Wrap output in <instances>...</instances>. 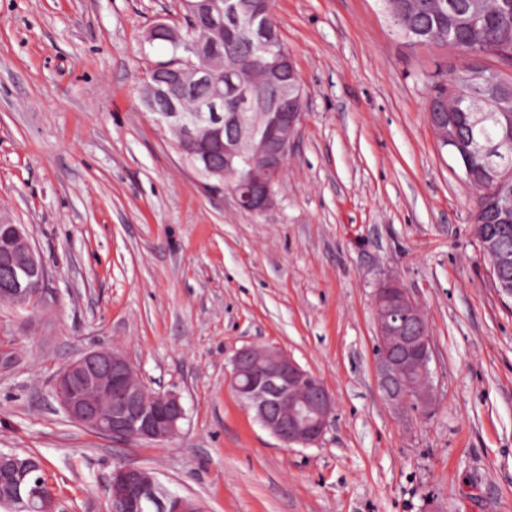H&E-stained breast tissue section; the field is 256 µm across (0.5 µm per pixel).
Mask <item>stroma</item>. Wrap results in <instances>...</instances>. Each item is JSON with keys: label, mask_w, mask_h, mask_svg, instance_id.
Here are the masks:
<instances>
[{"label": "stroma", "mask_w": 512, "mask_h": 512, "mask_svg": "<svg viewBox=\"0 0 512 512\" xmlns=\"http://www.w3.org/2000/svg\"><path fill=\"white\" fill-rule=\"evenodd\" d=\"M303 119L274 208L211 192L146 112L166 59L148 27L181 0H0V224L27 225L48 278L0 305V451L35 453L58 512H106L116 463L148 469L205 512H512V302L471 232L474 191L427 119L436 69L384 0H274ZM398 280L424 307L436 407L397 418L373 373V293ZM324 381L319 446L284 447L228 382L246 345ZM93 346L180 394L163 444L69 420L56 371Z\"/></svg>", "instance_id": "35a3bbf8"}]
</instances>
